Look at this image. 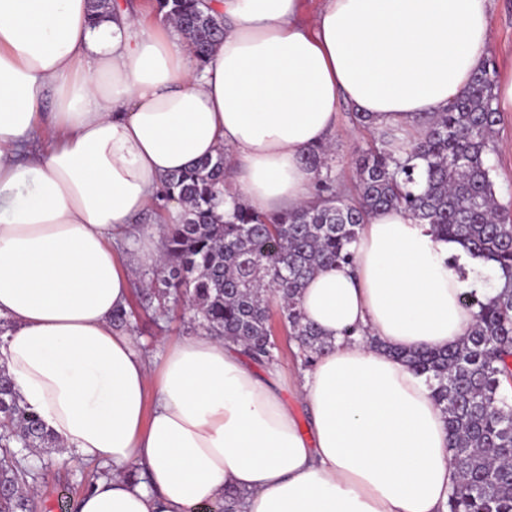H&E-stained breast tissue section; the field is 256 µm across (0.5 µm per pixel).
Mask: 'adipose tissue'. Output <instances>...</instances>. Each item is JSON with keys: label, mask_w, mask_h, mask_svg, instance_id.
Returning <instances> with one entry per match:
<instances>
[{"label": "adipose tissue", "mask_w": 512, "mask_h": 512, "mask_svg": "<svg viewBox=\"0 0 512 512\" xmlns=\"http://www.w3.org/2000/svg\"><path fill=\"white\" fill-rule=\"evenodd\" d=\"M211 6L224 37L201 65L133 0L95 24L87 0H0V365L65 458L109 468L77 512H186L228 490L239 512H448L446 415L395 353L466 336L459 296L492 268L429 225L376 211L352 265L307 279L302 311L332 346L292 376L293 404L237 344L197 331L154 355L112 313L183 220L157 200L169 173L221 153L234 196L293 210L343 100L406 155L483 65L493 0H319L309 20L303 0Z\"/></svg>", "instance_id": "adipose-tissue-1"}]
</instances>
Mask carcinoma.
Returning a JSON list of instances; mask_svg holds the SVG:
<instances>
[{"label": "carcinoma", "instance_id": "carcinoma-1", "mask_svg": "<svg viewBox=\"0 0 512 512\" xmlns=\"http://www.w3.org/2000/svg\"><path fill=\"white\" fill-rule=\"evenodd\" d=\"M153 2L206 62L224 36V19L209 0ZM496 83L488 60L448 111L422 119L425 131L404 159L377 140L359 151L354 199L339 189L329 146L308 154L318 172L317 201L291 212L259 214L235 201L219 214L222 154L171 175L162 197L185 205L183 221L167 227L163 265L139 276L137 306L117 311L113 326L131 330L138 310L165 312L183 304L195 327L239 344L250 360L265 365L278 350V322L309 366L331 344L300 307L303 282L320 268L353 263L351 246L373 211L402 209L498 269V286L480 277L460 295L475 318L465 338L446 349L395 355L427 376L444 406L459 475L448 512H512V209L497 200L491 161L500 122ZM55 447L0 367V512H34L28 487L44 474L28 454ZM242 498L229 490L207 509L237 512Z\"/></svg>", "mask_w": 512, "mask_h": 512}]
</instances>
